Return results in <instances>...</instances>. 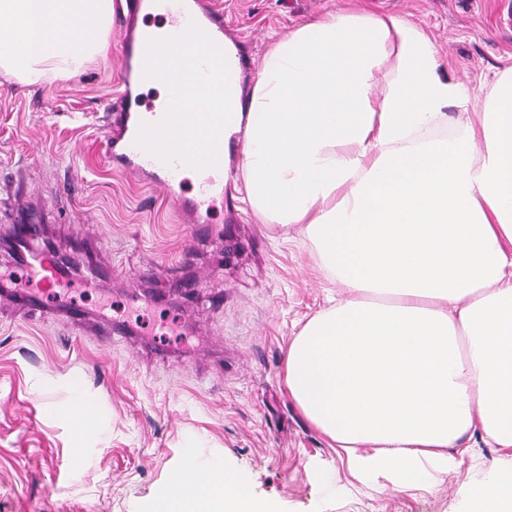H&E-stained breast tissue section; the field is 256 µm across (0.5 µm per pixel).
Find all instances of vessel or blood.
Here are the masks:
<instances>
[{
    "label": "vessel or blood",
    "mask_w": 512,
    "mask_h": 512,
    "mask_svg": "<svg viewBox=\"0 0 512 512\" xmlns=\"http://www.w3.org/2000/svg\"><path fill=\"white\" fill-rule=\"evenodd\" d=\"M152 14L169 17L174 25L166 50H158L152 36L140 29L141 16ZM118 27L124 88L120 92L121 110L113 124L123 148L125 169L173 197L181 186L184 168L192 167L197 176V196L177 204L176 212L182 223H204L211 195L224 189L223 139L210 137L201 124L190 133L163 119L145 121L132 90L146 81L165 80L172 106L180 109L190 102L187 84L214 86L224 75V16L202 0H128L127 13L119 18ZM0 226L25 242L22 267L42 293L67 276L64 263L34 245L41 223L27 193L0 186ZM186 467L192 473L191 481L174 476L169 497L193 496L222 482L220 472L198 457H188Z\"/></svg>",
    "instance_id": "obj_1"
}]
</instances>
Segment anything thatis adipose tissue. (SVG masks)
Listing matches in <instances>:
<instances>
[{
    "label": "adipose tissue",
    "instance_id": "1",
    "mask_svg": "<svg viewBox=\"0 0 512 512\" xmlns=\"http://www.w3.org/2000/svg\"><path fill=\"white\" fill-rule=\"evenodd\" d=\"M113 0H0V73L68 79L104 54ZM212 136L261 223L299 227L341 297L288 347L286 385L350 468L398 488L447 471L480 435L512 457V67L476 121L446 140L464 83L429 34L396 15L340 10L272 42L245 78L203 91ZM167 512H270L245 490ZM467 512H512V468L472 487Z\"/></svg>",
    "mask_w": 512,
    "mask_h": 512
}]
</instances>
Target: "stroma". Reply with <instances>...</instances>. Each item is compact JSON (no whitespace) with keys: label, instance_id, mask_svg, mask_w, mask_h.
<instances>
[{"label":"stroma","instance_id":"35a3bbf8","mask_svg":"<svg viewBox=\"0 0 512 512\" xmlns=\"http://www.w3.org/2000/svg\"><path fill=\"white\" fill-rule=\"evenodd\" d=\"M237 37L247 70L274 37L344 7L347 0H212ZM369 10L427 29L446 70L480 98L479 81L512 65V0H366ZM105 58L79 75L25 85L0 77V184L25 175L44 204L43 241L76 262V240L101 243L110 275L88 286L79 272L48 314L0 305V512H151L187 449L246 477L273 512H464L465 491L488 466H512L480 437L469 455L424 486L401 490L391 475L360 479L289 398L290 340L339 289L317 267L297 230L257 222L227 187L210 214L222 241L194 238L160 189L130 179L105 155L106 115L121 89L118 29ZM155 269L136 335L83 336L68 327L64 300L126 318L125 274ZM206 294L187 303L182 276ZM183 319L193 343L158 329ZM100 428L77 470L66 462L76 435L71 381Z\"/></svg>","mask_w":512,"mask_h":512}]
</instances>
